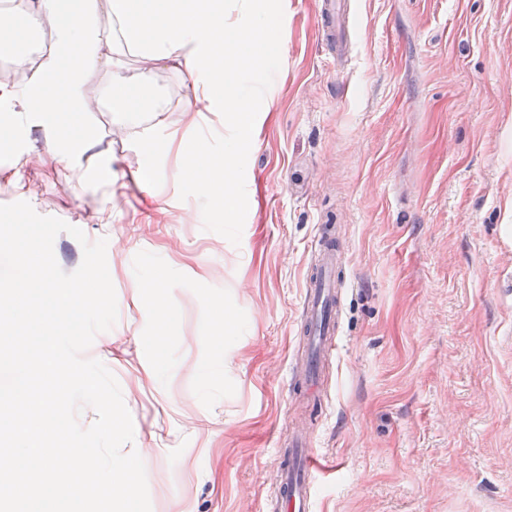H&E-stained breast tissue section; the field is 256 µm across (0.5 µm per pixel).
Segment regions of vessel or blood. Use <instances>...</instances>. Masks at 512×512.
Returning <instances> with one entry per match:
<instances>
[{"label": "vessel or blood", "instance_id": "vessel-or-blood-1", "mask_svg": "<svg viewBox=\"0 0 512 512\" xmlns=\"http://www.w3.org/2000/svg\"><path fill=\"white\" fill-rule=\"evenodd\" d=\"M343 11L342 0H321L319 27L330 48L327 62L331 65L349 55L346 40L336 30ZM337 270L335 247L319 242L318 261L307 279L299 316L300 331L307 339L304 387L311 399L320 396L319 370L336 350ZM322 467L310 434L298 432L288 450L277 458L278 479L266 498V512H312L315 480Z\"/></svg>", "mask_w": 512, "mask_h": 512}]
</instances>
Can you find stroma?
I'll return each mask as SVG.
<instances>
[{
    "label": "stroma",
    "mask_w": 512,
    "mask_h": 512,
    "mask_svg": "<svg viewBox=\"0 0 512 512\" xmlns=\"http://www.w3.org/2000/svg\"><path fill=\"white\" fill-rule=\"evenodd\" d=\"M345 69L318 0H288L274 98L242 143L238 215L200 221L183 143L223 151L224 115L147 155L90 112L80 169L22 134L42 215L106 239L118 319L92 346L134 425L152 512H264L274 448L312 431L313 512H512V0H353ZM116 159L117 182L104 178ZM340 248L337 351L306 401L291 369L312 247ZM170 309L159 328L148 280Z\"/></svg>",
    "instance_id": "1"
}]
</instances>
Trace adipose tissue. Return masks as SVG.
<instances>
[{
  "mask_svg": "<svg viewBox=\"0 0 512 512\" xmlns=\"http://www.w3.org/2000/svg\"><path fill=\"white\" fill-rule=\"evenodd\" d=\"M62 0H6L0 6V34L24 42L31 34L50 31L53 43L38 58L16 56L21 67H33L31 84L19 90L0 82V104L19 102L22 124L0 123V149H15L20 125L43 130L61 159L77 162L91 138L83 115L94 98L90 73L107 78L114 88L112 126L121 136L145 135V115L162 112L166 100L154 91L159 72H186L192 78L182 118L194 123L199 109L220 112L229 138L223 152L203 143L182 146L180 170L196 196L221 199L232 208L238 190L241 131H254L257 113L270 111L260 74L278 60V36L288 23V0H163L151 10L145 0H78L63 12ZM111 15L115 36L102 42L96 24ZM223 184H215L216 171Z\"/></svg>",
  "mask_w": 512,
  "mask_h": 512,
  "instance_id": "adipose-tissue-1",
  "label": "adipose tissue"
}]
</instances>
